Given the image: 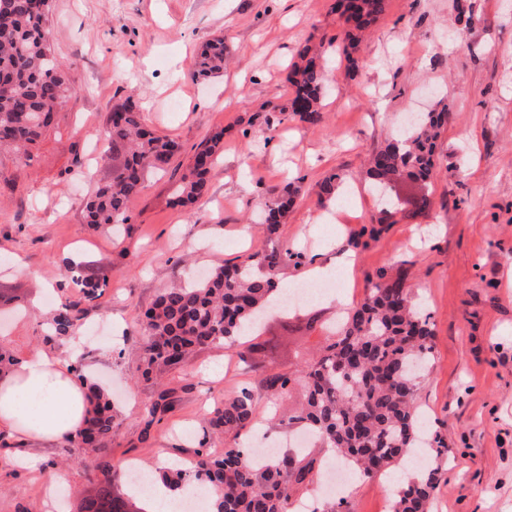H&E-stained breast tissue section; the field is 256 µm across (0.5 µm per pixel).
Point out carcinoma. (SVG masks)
Segmentation results:
<instances>
[{
  "instance_id": "1",
  "label": "carcinoma",
  "mask_w": 512,
  "mask_h": 512,
  "mask_svg": "<svg viewBox=\"0 0 512 512\" xmlns=\"http://www.w3.org/2000/svg\"><path fill=\"white\" fill-rule=\"evenodd\" d=\"M388 0H337V9L351 28L345 33L343 54L355 63L361 33L386 10ZM51 4L40 0H0V149L31 160V149L50 125L62 100L76 90L71 67L56 56L51 40ZM224 39L208 41L197 56L192 76L204 78L224 70ZM293 98L291 115L303 123L323 119L325 72L319 55L306 45L298 53L289 76ZM443 108L419 113L412 124L376 150L363 176L379 191V207L372 224H394V209L385 198L392 185L407 178L427 184L436 174L440 139L448 123ZM223 133H214L195 153L188 174L177 189V202L193 204L209 189L208 174L221 150ZM103 146L112 154V174L86 199V223L97 228L126 224L127 203L145 187L147 176L165 169L180 152V144L147 128L132 104L116 106L108 119ZM338 174L325 178L320 198L330 199L343 186ZM298 188L287 185L264 202V232L268 247L243 264L226 263L198 281L175 283L157 296L140 321L149 337L143 375L182 367L196 348L222 345L240 358L265 350L264 343L240 342L260 330V321L282 293L280 275L300 254L279 243V230L294 203ZM66 280L78 288L79 298L57 304L51 316L52 333L72 335L88 308L103 294L106 280L84 267H71ZM434 322L415 301L402 270H379L368 276L363 301L336 319L331 336L316 358L288 373L264 372L261 382L281 396L299 384L305 389L301 407L270 427L308 432L314 447L328 448L347 461L361 477L384 475L413 448L427 445L440 459L447 444L438 431L421 425L418 406L420 371L433 358ZM88 418L65 440L74 460L83 451L97 453L98 491L85 498L79 512H140L117 494L120 470L112 464L103 439L114 427L112 401L98 387L90 389ZM209 427L238 439L258 426V412L250 389L242 388L214 409ZM322 456L288 452L261 466L237 443L224 454H199L196 466L165 475L174 486L192 480L219 492L218 512H290L293 498L305 493L322 471ZM439 468H423L398 491L392 512H427Z\"/></svg>"
}]
</instances>
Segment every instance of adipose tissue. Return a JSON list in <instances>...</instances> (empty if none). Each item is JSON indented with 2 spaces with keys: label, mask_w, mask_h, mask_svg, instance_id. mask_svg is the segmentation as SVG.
<instances>
[{
  "label": "adipose tissue",
  "mask_w": 512,
  "mask_h": 512,
  "mask_svg": "<svg viewBox=\"0 0 512 512\" xmlns=\"http://www.w3.org/2000/svg\"><path fill=\"white\" fill-rule=\"evenodd\" d=\"M83 344L82 336H73L65 359L51 350L38 351L0 380V429L22 447L17 466L30 461V449L58 444L86 416L87 386L75 372Z\"/></svg>",
  "instance_id": "adipose-tissue-1"
}]
</instances>
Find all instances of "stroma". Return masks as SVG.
I'll list each match as a JSON object with an SVG mask.
<instances>
[{"label":"stroma","instance_id":"1","mask_svg":"<svg viewBox=\"0 0 512 512\" xmlns=\"http://www.w3.org/2000/svg\"><path fill=\"white\" fill-rule=\"evenodd\" d=\"M336 0H52L56 55L71 64L78 90L58 110L30 161L0 153V347L17 359L69 341L47 335L43 315L62 295L71 263L104 274L108 286L85 314L83 365L111 391L118 413L104 441L112 461L152 470L159 452L193 461L221 454L228 440L205 419L226 397L250 388L264 416L299 406L300 389L270 399L255 362L220 347L188 365L141 375L147 339L138 323L158 293L193 273L238 263L263 248L256 225L263 203L288 182L300 191L279 231L305 262L281 285L306 281V262L329 267L338 288L316 306L291 305L267 324L277 340L275 370L296 365L320 333L303 336L310 309L322 319L355 307L367 277L406 262L416 299L433 315V361L419 405L447 443V462L430 512H512V0H388L348 71L336 48L345 26ZM474 24L458 41L455 4ZM223 37L232 58L223 73L192 80L198 48ZM321 45L327 75L324 120L286 114L297 52ZM131 103L181 152L151 174L128 204V223L95 229L86 198L112 171L102 153L114 105ZM450 107L430 211L396 215L359 249L352 233L369 226L377 201L362 177L369 154L406 112ZM224 150L209 192L190 208L173 206L197 146L215 132ZM345 174L347 194L320 206L319 182ZM354 263L342 267L343 257ZM25 273H18L17 265ZM171 409L147 425L162 390ZM0 432V512H47L42 472L65 470L63 512H78L96 491L94 453L64 463L62 446L39 449V470L18 468Z\"/></svg>","mask_w":512,"mask_h":512}]
</instances>
